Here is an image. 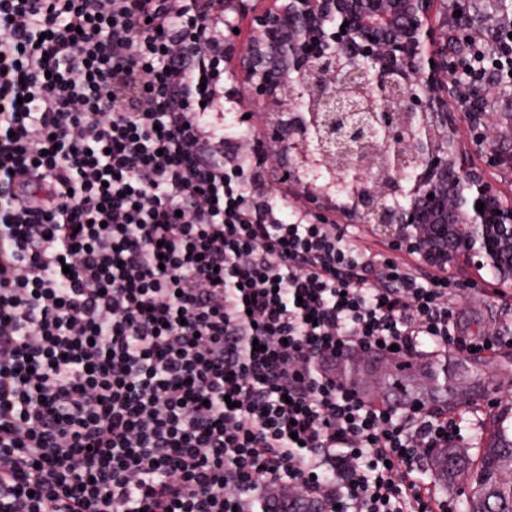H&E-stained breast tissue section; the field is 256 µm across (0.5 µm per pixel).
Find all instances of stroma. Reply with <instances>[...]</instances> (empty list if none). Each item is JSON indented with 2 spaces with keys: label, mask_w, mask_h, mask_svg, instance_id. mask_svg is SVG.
I'll list each match as a JSON object with an SVG mask.
<instances>
[{
  "label": "stroma",
  "mask_w": 512,
  "mask_h": 512,
  "mask_svg": "<svg viewBox=\"0 0 512 512\" xmlns=\"http://www.w3.org/2000/svg\"><path fill=\"white\" fill-rule=\"evenodd\" d=\"M260 5L261 0H241L240 4L231 6L224 19L227 70L224 131L236 136L246 134L256 141L265 137L266 115L247 100L237 49L249 37L252 9ZM456 312L460 335L493 334L501 339L495 352L463 354L460 363L448 371L449 391L429 402L430 408L447 410L449 415L463 417L476 425L475 432H464L462 439L455 441V448L465 457V467L440 492L454 512H464L470 493L467 478L477 468L478 450L496 429L502 408L512 405V300L499 299L479 286L464 292Z\"/></svg>",
  "instance_id": "stroma-1"
}]
</instances>
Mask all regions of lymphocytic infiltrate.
<instances>
[{"mask_svg":"<svg viewBox=\"0 0 512 512\" xmlns=\"http://www.w3.org/2000/svg\"><path fill=\"white\" fill-rule=\"evenodd\" d=\"M223 63L224 0H0V512H439L456 419L336 362L496 342L419 254L284 220ZM463 63L512 73V20Z\"/></svg>","mask_w":512,"mask_h":512,"instance_id":"obj_1","label":"lymphocytic infiltrate"}]
</instances>
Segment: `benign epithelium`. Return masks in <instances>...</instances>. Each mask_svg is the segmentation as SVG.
<instances>
[{"label": "benign epithelium", "instance_id": "1", "mask_svg": "<svg viewBox=\"0 0 512 512\" xmlns=\"http://www.w3.org/2000/svg\"><path fill=\"white\" fill-rule=\"evenodd\" d=\"M466 26L463 0H270L254 11L240 52L248 100L288 122L267 123L274 164L288 157V181L306 209L367 224L394 251H415L453 276L487 275L486 287L512 292V196L473 162L461 124L479 134L494 158L501 118L485 95L472 99L448 57L470 41L448 29ZM348 26H343V23ZM336 162V171L363 177L356 200L299 176L308 157ZM419 168L404 186L405 169ZM432 198H427V195ZM484 203L478 211L476 202Z\"/></svg>", "mask_w": 512, "mask_h": 512}]
</instances>
